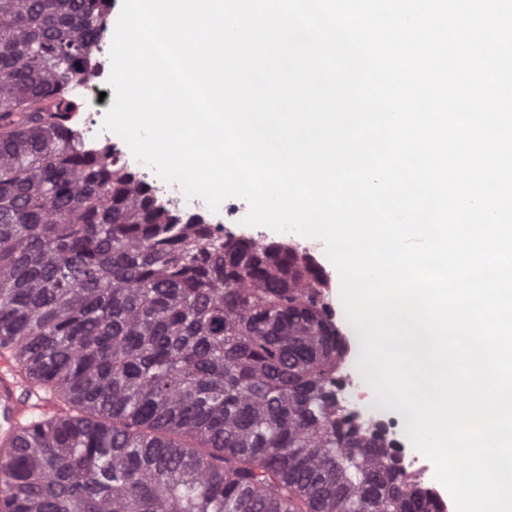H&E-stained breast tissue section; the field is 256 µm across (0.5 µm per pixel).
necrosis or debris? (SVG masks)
<instances>
[{"instance_id":"4bbe7bcc","label":"necrosis or debris","mask_w":512,"mask_h":512,"mask_svg":"<svg viewBox=\"0 0 512 512\" xmlns=\"http://www.w3.org/2000/svg\"><path fill=\"white\" fill-rule=\"evenodd\" d=\"M104 115L97 112L86 120L78 130L79 138L87 149L95 151L110 147L115 156L128 168L153 187L158 199L169 208L186 216L200 217L216 233L227 239H253L263 242L273 237V230L264 226H246L242 220L248 212V204L243 199L229 197L222 201L218 209H211L199 197H186L181 186L175 182L162 180L147 164L137 160L127 144L117 134L104 129ZM340 378L339 394L358 421L377 427L392 442L403 467L417 474L421 479H429L428 460L416 453L407 440L402 420L396 415L380 411L373 403L374 390L367 386L351 360H343L338 368Z\"/></svg>"}]
</instances>
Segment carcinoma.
Returning a JSON list of instances; mask_svg holds the SVG:
<instances>
[{
	"label": "carcinoma",
	"instance_id": "cac0c4a2",
	"mask_svg": "<svg viewBox=\"0 0 512 512\" xmlns=\"http://www.w3.org/2000/svg\"><path fill=\"white\" fill-rule=\"evenodd\" d=\"M112 0H0V358L47 402L0 512H441L338 405L312 256L184 224L89 152ZM110 47L111 41L103 33L100 35L96 43L94 44V56H95V71L93 77L87 84L78 86L75 91L82 96H89L97 91L105 92L106 96L103 101H99V94L93 97L92 100H85V112L80 119L78 125L84 121L89 112H94L96 109L102 111L108 110L112 106L114 90L111 86L107 85V81L111 71L110 62ZM112 88V99L108 97L106 91ZM99 92V93H101Z\"/></svg>",
	"mask_w": 512,
	"mask_h": 512
}]
</instances>
